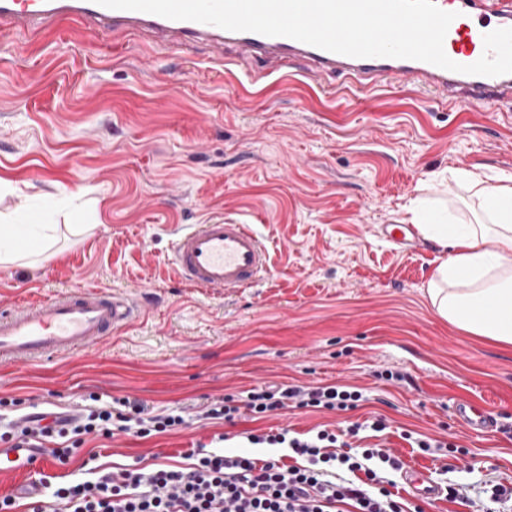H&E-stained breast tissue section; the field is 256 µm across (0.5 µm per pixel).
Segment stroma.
<instances>
[{"label": "stroma", "instance_id": "stroma-1", "mask_svg": "<svg viewBox=\"0 0 512 512\" xmlns=\"http://www.w3.org/2000/svg\"><path fill=\"white\" fill-rule=\"evenodd\" d=\"M234 47L225 65L205 43L161 50L112 43L67 22L18 41L0 35V217L58 225L37 264L0 268V310L80 287L117 291L142 313L102 343L27 365L0 362V426L29 412L78 413L89 394L126 397L154 413H195L266 385L362 391L360 407L278 410L266 418L202 420L146 438L87 437L63 480L119 468L183 465L199 446L239 445L245 430L303 434L384 417L383 441L405 468L459 483L467 503L423 512H486V481L512 485V347L454 330L427 292L443 259L419 238L400 250L382 233L408 224L415 200L475 218L455 170L494 183L512 175V105L454 107L414 87H364L289 68L247 83ZM233 217L267 249L270 271L233 292L183 282L171 264L188 224ZM84 225L75 234L71 225ZM392 369L400 381L379 378ZM492 399L482 434L454 411ZM451 442L411 447L405 434Z\"/></svg>", "mask_w": 512, "mask_h": 512}]
</instances>
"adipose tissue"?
<instances>
[{"mask_svg": "<svg viewBox=\"0 0 512 512\" xmlns=\"http://www.w3.org/2000/svg\"><path fill=\"white\" fill-rule=\"evenodd\" d=\"M469 184L481 220L460 224L423 206L413 209L419 233L450 252L435 269L428 295L435 313L457 330L512 346V175L485 184L459 171ZM51 224H0V265L9 266L34 249L49 250Z\"/></svg>", "mask_w": 512, "mask_h": 512, "instance_id": "obj_1", "label": "adipose tissue"}]
</instances>
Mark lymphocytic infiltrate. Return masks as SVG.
I'll list each match as a JSON object with an SVG mask.
<instances>
[{
  "mask_svg": "<svg viewBox=\"0 0 512 512\" xmlns=\"http://www.w3.org/2000/svg\"><path fill=\"white\" fill-rule=\"evenodd\" d=\"M363 394L337 386L265 387L245 399L226 396L204 407L202 418L233 421L284 409L357 408ZM180 414L152 415L127 398L87 409L75 419L23 414L0 432V441L21 448H48L59 464L77 452L85 435L112 437L135 430L146 437L187 427ZM244 450L202 454L188 467L122 470L95 481L48 484L28 493L26 512H422L399 495L395 475L401 461L381 446L350 453L338 449L336 433L321 429L305 437L282 428L244 432ZM287 456H278V449Z\"/></svg>",
  "mask_w": 512,
  "mask_h": 512,
  "instance_id": "f902f5d3",
  "label": "lymphocytic infiltrate"
}]
</instances>
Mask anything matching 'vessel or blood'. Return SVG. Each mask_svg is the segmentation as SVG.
Listing matches in <instances>:
<instances>
[{
    "instance_id": "obj_1",
    "label": "vessel or blood",
    "mask_w": 512,
    "mask_h": 512,
    "mask_svg": "<svg viewBox=\"0 0 512 512\" xmlns=\"http://www.w3.org/2000/svg\"><path fill=\"white\" fill-rule=\"evenodd\" d=\"M438 8L454 13L444 39L446 55L470 65L484 53L485 34L512 28V0H435ZM65 21L84 25L93 34L115 40L148 35L161 48L205 42L213 61L223 62L225 46H234L237 58L247 61L265 56L304 67L311 76L347 77L365 86L386 81L408 83L443 102L489 111L512 102V74L470 75L433 64L389 57L356 58L333 53L283 36L229 31L188 20L155 14L110 9L96 0H0V31L27 36ZM172 262L183 279L199 288L231 291L258 282L268 271L264 245L249 225L230 218H214L180 232L173 244ZM138 305L111 291L84 288L66 292L38 304L15 307L0 314V361L24 364L60 353L87 349L132 321ZM458 416L471 428L491 430L497 419L488 401L457 404ZM48 467L47 456L32 448H0V474ZM420 496L444 493L429 472L412 468L404 473Z\"/></svg>"
}]
</instances>
